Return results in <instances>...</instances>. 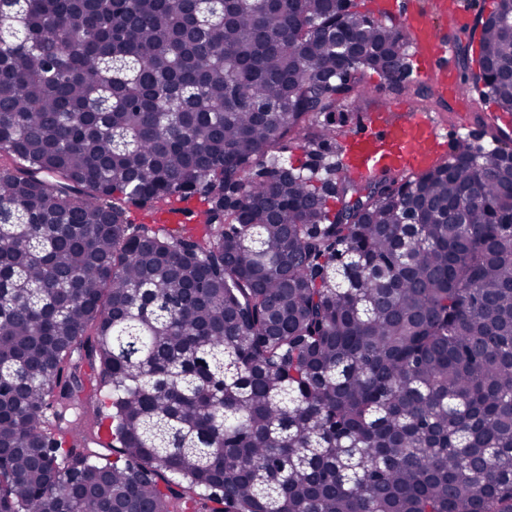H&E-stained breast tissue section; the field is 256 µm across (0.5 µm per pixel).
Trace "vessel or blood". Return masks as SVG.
<instances>
[{
	"label": "vessel or blood",
	"instance_id": "1",
	"mask_svg": "<svg viewBox=\"0 0 512 512\" xmlns=\"http://www.w3.org/2000/svg\"><path fill=\"white\" fill-rule=\"evenodd\" d=\"M386 13L397 16L419 59V74L435 97L443 98L455 84L454 49L434 17L448 25L461 22L453 0H436L433 12L411 7L408 0H386ZM396 119H389V112ZM392 111L377 110L366 131L351 134L340 159L343 174L359 177L381 169L417 172L445 155L446 143L432 118L406 103Z\"/></svg>",
	"mask_w": 512,
	"mask_h": 512
}]
</instances>
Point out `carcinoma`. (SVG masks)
Returning a JSON list of instances; mask_svg holds the SVG:
<instances>
[{"mask_svg": "<svg viewBox=\"0 0 512 512\" xmlns=\"http://www.w3.org/2000/svg\"><path fill=\"white\" fill-rule=\"evenodd\" d=\"M506 23L458 45L479 111ZM408 47L351 0L0 4V512H512L500 130L363 180L286 157ZM195 197L202 236L127 220ZM88 368L107 454L61 425Z\"/></svg>", "mask_w": 512, "mask_h": 512, "instance_id": "carcinoma-1", "label": "carcinoma"}]
</instances>
